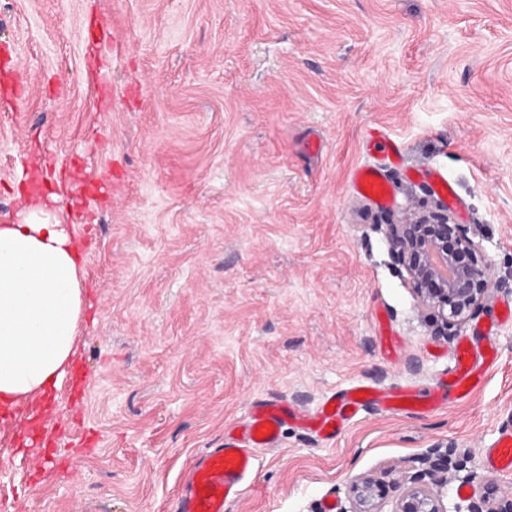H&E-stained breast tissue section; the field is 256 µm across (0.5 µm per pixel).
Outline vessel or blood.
Listing matches in <instances>:
<instances>
[{"instance_id": "1", "label": "vessel or blood", "mask_w": 512, "mask_h": 512, "mask_svg": "<svg viewBox=\"0 0 512 512\" xmlns=\"http://www.w3.org/2000/svg\"><path fill=\"white\" fill-rule=\"evenodd\" d=\"M355 192L376 199L386 196L385 180L378 167H364L352 174ZM496 361L491 350L458 348L455 368L449 381L440 383L438 393L429 397L430 409H438L446 397L464 398L484 381ZM417 387L398 384L380 389L357 383L327 398L315 412L309 413L285 400L254 401L247 418L224 428L217 447L197 453L181 484L177 512H224L226 502L241 498L261 448L275 447L286 425L311 428L325 440L336 434L365 407L398 411L403 398L419 396ZM484 468L512 472V429L500 432L495 441L481 449Z\"/></svg>"}]
</instances>
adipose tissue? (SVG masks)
I'll use <instances>...</instances> for the list:
<instances>
[{"label":"adipose tissue","mask_w":512,"mask_h":512,"mask_svg":"<svg viewBox=\"0 0 512 512\" xmlns=\"http://www.w3.org/2000/svg\"><path fill=\"white\" fill-rule=\"evenodd\" d=\"M49 202H25L0 224V401L17 412L41 405L78 353L85 291L79 247Z\"/></svg>","instance_id":"adipose-tissue-1"}]
</instances>
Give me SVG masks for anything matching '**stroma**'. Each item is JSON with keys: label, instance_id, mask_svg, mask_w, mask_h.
Wrapping results in <instances>:
<instances>
[{"label": "stroma", "instance_id": "stroma-1", "mask_svg": "<svg viewBox=\"0 0 512 512\" xmlns=\"http://www.w3.org/2000/svg\"><path fill=\"white\" fill-rule=\"evenodd\" d=\"M7 57L26 101L0 100V224L20 221L29 174L76 172L57 215L91 305L83 404L60 384L46 423L72 466L30 491L0 435L5 512H175L193 456L255 400L312 411L358 381L429 389L489 324L496 365L470 398L368 408L329 441L285 427L225 512H321L434 447L464 512L485 480L512 495V474L480 462L512 425V0H0ZM374 127L398 162L369 149ZM376 165L382 203L351 185ZM434 171L494 268L445 332L389 248L405 213L436 210ZM385 333L402 340L392 360Z\"/></svg>", "mask_w": 512, "mask_h": 512}]
</instances>
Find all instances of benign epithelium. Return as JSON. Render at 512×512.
I'll return each mask as SVG.
<instances>
[{"label": "benign epithelium", "mask_w": 512, "mask_h": 512, "mask_svg": "<svg viewBox=\"0 0 512 512\" xmlns=\"http://www.w3.org/2000/svg\"><path fill=\"white\" fill-rule=\"evenodd\" d=\"M390 248L403 263L409 284L422 307L432 311L442 326L462 325L488 292L492 265L479 244L454 234V215L439 205L433 216L408 218L394 225ZM448 478L430 471L403 480L399 497L388 502L382 483L360 475L351 484L350 506L338 503L336 512H462L455 502L444 503L442 489ZM483 512H512V498L499 495V486L488 481L479 486Z\"/></svg>", "instance_id": "1"}]
</instances>
